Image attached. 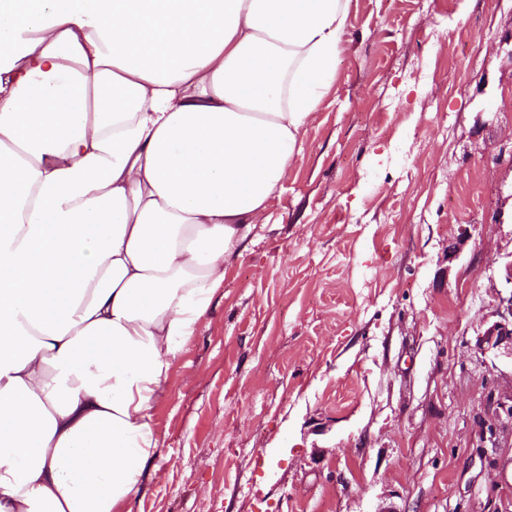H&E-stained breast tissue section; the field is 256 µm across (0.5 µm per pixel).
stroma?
<instances>
[{
  "label": "stroma",
  "mask_w": 512,
  "mask_h": 512,
  "mask_svg": "<svg viewBox=\"0 0 512 512\" xmlns=\"http://www.w3.org/2000/svg\"><path fill=\"white\" fill-rule=\"evenodd\" d=\"M350 21L153 405L130 512H512V359L476 346L512 251V0Z\"/></svg>",
  "instance_id": "stroma-1"
}]
</instances>
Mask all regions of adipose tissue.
I'll list each match as a JSON object with an SVG mask.
<instances>
[{"label": "adipose tissue", "instance_id": "1", "mask_svg": "<svg viewBox=\"0 0 512 512\" xmlns=\"http://www.w3.org/2000/svg\"><path fill=\"white\" fill-rule=\"evenodd\" d=\"M350 0H0V512H120L336 83Z\"/></svg>", "mask_w": 512, "mask_h": 512}]
</instances>
